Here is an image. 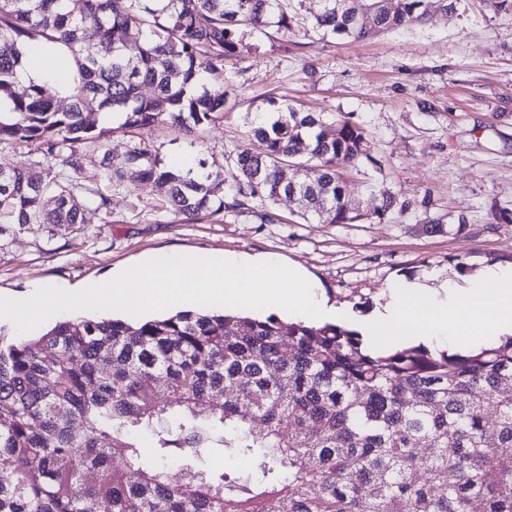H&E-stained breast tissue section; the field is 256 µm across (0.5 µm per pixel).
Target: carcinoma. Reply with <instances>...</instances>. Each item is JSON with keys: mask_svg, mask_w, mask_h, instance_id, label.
I'll use <instances>...</instances> for the list:
<instances>
[{"mask_svg": "<svg viewBox=\"0 0 512 512\" xmlns=\"http://www.w3.org/2000/svg\"><path fill=\"white\" fill-rule=\"evenodd\" d=\"M292 2L0 0V91L18 83L34 46L68 61L54 96L31 80L0 110V143L55 159L38 177L0 164V234L81 224L89 205L108 208L105 191L142 181L163 187L189 223L283 197L322 224H384L408 211L383 190L372 212L353 213L343 171L372 161L365 129L288 105L253 122L262 151H230L224 179H194L136 148L104 167V190L73 193L100 118L195 133L225 103L222 87L195 91L200 73H223L247 30L305 23ZM321 2L312 28L359 40L455 0ZM133 27L144 41L130 55ZM288 163L299 175L286 180ZM468 226L463 215L427 219L432 233ZM361 344L336 324L208 312L79 317L1 336L0 512H512V336L478 352ZM218 448L252 457L261 481L208 469ZM167 458L182 460L181 482L168 480Z\"/></svg>", "mask_w": 512, "mask_h": 512, "instance_id": "1", "label": "carcinoma"}]
</instances>
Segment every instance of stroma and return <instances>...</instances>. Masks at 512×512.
Wrapping results in <instances>:
<instances>
[{
    "label": "stroma",
    "instance_id": "stroma-1",
    "mask_svg": "<svg viewBox=\"0 0 512 512\" xmlns=\"http://www.w3.org/2000/svg\"><path fill=\"white\" fill-rule=\"evenodd\" d=\"M223 87L224 110L186 135L168 124L102 135L85 148L78 197L90 196L104 158L137 147L168 168L189 160L190 176L223 172L257 115L290 103L308 112L349 115L367 132L370 161L346 171L351 209H372L380 190L409 203L391 224H321L302 220L297 201L273 205L274 223L222 212L186 223L162 207L148 182L113 189L109 210L86 209L80 224L10 228L0 235V293L25 298L33 284L78 288L157 253H273L302 267L323 299L354 315L385 303L406 282L436 290L465 283L512 254V224L492 209L512 210V10L489 0H456L420 24L367 39H341L297 28L267 41L244 37L222 76L202 73L197 91ZM459 235L428 233L427 216L454 222ZM469 266L459 273L456 262Z\"/></svg>",
    "mask_w": 512,
    "mask_h": 512
}]
</instances>
